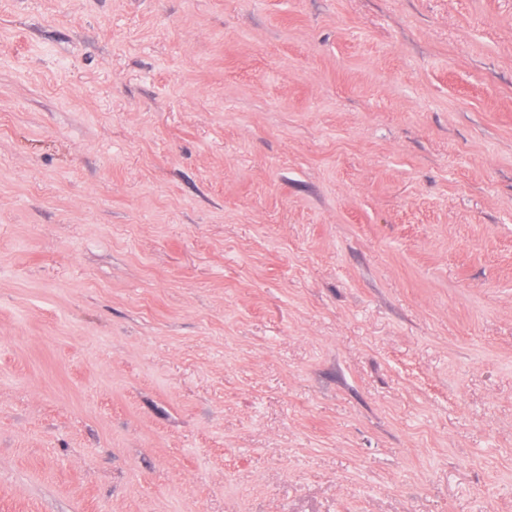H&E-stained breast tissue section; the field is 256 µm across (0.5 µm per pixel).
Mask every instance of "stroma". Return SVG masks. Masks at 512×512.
Masks as SVG:
<instances>
[{
    "mask_svg": "<svg viewBox=\"0 0 512 512\" xmlns=\"http://www.w3.org/2000/svg\"><path fill=\"white\" fill-rule=\"evenodd\" d=\"M0 512H512V0H0Z\"/></svg>",
    "mask_w": 512,
    "mask_h": 512,
    "instance_id": "obj_1",
    "label": "stroma"
}]
</instances>
